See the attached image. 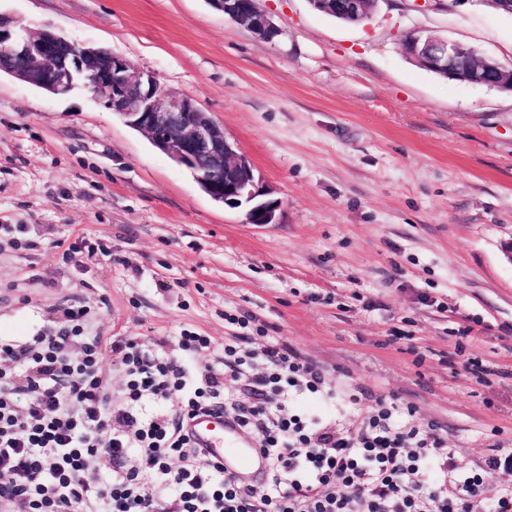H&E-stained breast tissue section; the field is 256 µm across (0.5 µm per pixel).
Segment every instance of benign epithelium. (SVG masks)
I'll list each match as a JSON object with an SVG mask.
<instances>
[{"instance_id": "obj_1", "label": "benign epithelium", "mask_w": 512, "mask_h": 512, "mask_svg": "<svg viewBox=\"0 0 512 512\" xmlns=\"http://www.w3.org/2000/svg\"><path fill=\"white\" fill-rule=\"evenodd\" d=\"M378 0H309L324 14L352 21L368 18ZM237 25L270 42L278 29L258 0H209ZM417 65L457 80L512 90V67L474 50L431 36L410 34L404 43ZM0 58L19 59L11 75L30 85L56 91L82 87L107 109L176 163L188 166L211 197L229 208H246L249 224H274L279 202L256 177L248 158L225 137L222 128L187 94L165 93L156 78L126 57L105 48L79 47L53 31L20 39L15 21L0 15Z\"/></svg>"}]
</instances>
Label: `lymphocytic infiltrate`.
I'll return each instance as SVG.
<instances>
[{
    "instance_id": "lymphocytic-infiltrate-1",
    "label": "lymphocytic infiltrate",
    "mask_w": 512,
    "mask_h": 512,
    "mask_svg": "<svg viewBox=\"0 0 512 512\" xmlns=\"http://www.w3.org/2000/svg\"><path fill=\"white\" fill-rule=\"evenodd\" d=\"M69 328L40 329L23 344L0 340V512H512V483L484 494L482 474L443 452L434 431L407 426L396 403L376 398L356 429L322 416L289 414L294 397L327 389L323 370L288 343L262 354L251 339L224 347L200 375L189 360L210 337L185 330V357L158 356L133 340L107 341L69 308ZM121 353L124 379L111 386L101 363ZM245 379L241 394L227 379ZM233 410L259 433L267 458L263 490L212 464L186 426L202 412ZM126 462L104 477L102 457Z\"/></svg>"
}]
</instances>
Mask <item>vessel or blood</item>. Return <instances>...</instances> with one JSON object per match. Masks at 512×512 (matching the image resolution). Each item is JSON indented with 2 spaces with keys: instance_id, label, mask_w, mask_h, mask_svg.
<instances>
[{
  "instance_id": "1",
  "label": "vessel or blood",
  "mask_w": 512,
  "mask_h": 512,
  "mask_svg": "<svg viewBox=\"0 0 512 512\" xmlns=\"http://www.w3.org/2000/svg\"><path fill=\"white\" fill-rule=\"evenodd\" d=\"M188 430L212 461L238 479L247 481L265 471L266 458L261 449L243 440L238 426L224 415H198L190 421Z\"/></svg>"
}]
</instances>
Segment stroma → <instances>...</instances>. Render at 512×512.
I'll use <instances>...</instances> for the list:
<instances>
[{
    "mask_svg": "<svg viewBox=\"0 0 512 512\" xmlns=\"http://www.w3.org/2000/svg\"><path fill=\"white\" fill-rule=\"evenodd\" d=\"M274 42L208 0H0L28 31L102 46L192 96L280 203L247 223L82 89L0 74V337L87 307L94 333L181 358L247 332L287 342L337 390L298 398L338 429L378 396L437 424L486 496L512 453V92L412 64L414 32L512 66L490 0H380L345 24L308 0H259ZM249 323L240 329L239 320ZM476 361L487 371H466ZM359 403H352V396Z\"/></svg>",
    "mask_w": 512,
    "mask_h": 512,
    "instance_id": "35a3bbf8",
    "label": "stroma"
}]
</instances>
